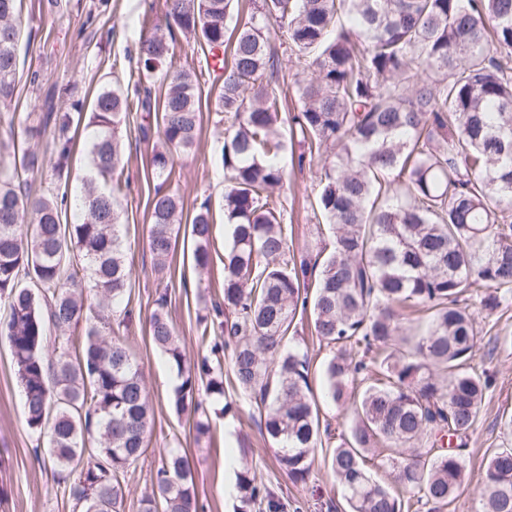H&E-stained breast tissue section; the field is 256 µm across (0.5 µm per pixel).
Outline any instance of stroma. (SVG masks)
I'll use <instances>...</instances> for the list:
<instances>
[{
    "mask_svg": "<svg viewBox=\"0 0 512 512\" xmlns=\"http://www.w3.org/2000/svg\"><path fill=\"white\" fill-rule=\"evenodd\" d=\"M155 0H22L21 19L25 45L19 58L15 110L41 115L46 97L56 105L66 100H91L115 79H127L143 32L142 18ZM174 63L177 68L201 72V100L209 102L222 84L220 73L208 72L198 43L179 36ZM144 119L133 112L119 126L124 145V172L129 186L117 196L123 220L127 259L131 265L130 308L132 324L117 330L144 370L145 385L154 405L149 446L123 481V496L116 512H139L140 499L151 491V477L164 449L185 450L196 472V489L202 512H238V492L224 489L229 470L248 467L284 503L283 512H341L344 490L316 460L306 486L293 484L280 468L274 445L263 436L261 415L253 402L226 391L233 409L208 401V433L197 434L186 418L170 407L171 384L176 373L153 345L146 320L159 292L168 294V315L188 363L210 355L213 337L202 334L201 317L218 300L224 288V252L231 243L224 222V169L220 147L224 126L213 110H203L196 143L187 155L176 158L174 186L185 217H192L202 201H209L213 216L209 249L212 264L198 275L194 242L178 233L170 269L158 277L148 247L150 200L160 185L153 173L151 148L156 131L141 133ZM281 164L288 171V192L282 199L284 221L294 227L293 247L301 250L316 240L330 242V232L315 234L307 215L315 199V167H297L290 153ZM480 340L472 364L494 376L480 408L476 425L465 439L467 478L454 503L455 512H475L478 484L489 456L506 441L503 423L512 416V300L490 312L474 307ZM224 400V401H225ZM37 441L24 416V399L6 339H0V512H81L69 498L65 485L36 452Z\"/></svg>",
    "mask_w": 512,
    "mask_h": 512,
    "instance_id": "obj_1",
    "label": "stroma"
}]
</instances>
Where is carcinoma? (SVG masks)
<instances>
[{"mask_svg":"<svg viewBox=\"0 0 512 512\" xmlns=\"http://www.w3.org/2000/svg\"><path fill=\"white\" fill-rule=\"evenodd\" d=\"M232 0H162L161 24L140 42L133 93L104 86L82 111L48 112L55 157L16 139L0 122V336L8 341L33 433L49 429V463L85 512H112L122 479L147 449L153 405L141 364L112 336V317L129 296L130 266L117 209L122 142L115 127L130 112L154 116L162 149L154 174L175 176L174 155L195 143L200 80L173 67L176 34L198 39L223 70L214 100L223 114V298L202 335L224 339L235 389L264 412V433L295 483L308 479L316 452L345 491L348 512H409L410 502L445 512L466 479L460 453L438 448L476 422L492 376L471 367L478 343L469 312L493 311L512 297V0H252L233 17ZM21 0H0V108L17 93ZM277 22L295 66L312 77L295 87L297 110L283 115L275 47ZM93 129L87 173L76 199L80 219L62 221L53 189L33 196L24 173L68 179L70 128ZM298 165L317 158L312 216L333 233L332 248L294 252L283 223L289 145ZM173 190L150 203L148 247L165 269L182 224ZM194 263L205 270L212 215L191 219ZM92 293L111 316L87 304ZM421 306L427 318L404 321ZM167 294L149 319L154 346L182 381L174 412L204 411L196 386L224 398V376L203 358L194 367L169 319ZM308 316L334 349L321 368L327 396L351 411L336 445L310 378L309 348L290 336ZM56 331L45 354L47 325ZM84 326L83 340L70 331ZM393 474L378 480L368 457ZM243 506L283 505L249 469L238 476ZM479 512H512V445L489 457ZM193 468L170 448L152 476L142 512H198Z\"/></svg>","mask_w":512,"mask_h":512,"instance_id":"carcinoma-1","label":"carcinoma"}]
</instances>
